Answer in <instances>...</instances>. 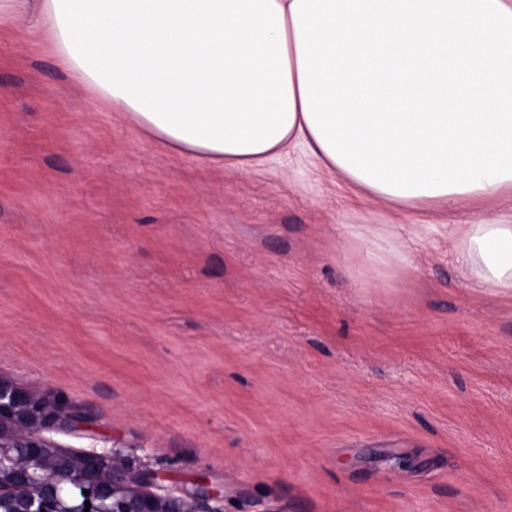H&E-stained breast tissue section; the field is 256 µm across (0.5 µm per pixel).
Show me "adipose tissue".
I'll list each match as a JSON object with an SVG mask.
<instances>
[{
	"mask_svg": "<svg viewBox=\"0 0 512 512\" xmlns=\"http://www.w3.org/2000/svg\"><path fill=\"white\" fill-rule=\"evenodd\" d=\"M292 0H0L93 99L164 147L240 170L303 148L358 195L398 208L493 200L512 179L464 193L397 196L323 149L302 110ZM463 276L512 300V215L448 230Z\"/></svg>",
	"mask_w": 512,
	"mask_h": 512,
	"instance_id": "1",
	"label": "adipose tissue"
}]
</instances>
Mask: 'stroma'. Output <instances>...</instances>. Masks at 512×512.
I'll list each match as a JSON object with an SVG mask.
<instances>
[{"mask_svg": "<svg viewBox=\"0 0 512 512\" xmlns=\"http://www.w3.org/2000/svg\"><path fill=\"white\" fill-rule=\"evenodd\" d=\"M511 208L175 153L0 30V381L90 414L57 448L117 447L219 512H512V303L446 230ZM346 224L412 267L380 283ZM376 242L375 251L371 252V256L375 264L379 266L398 265L400 267H409L412 260L409 251L397 242L391 241L381 235H374Z\"/></svg>", "mask_w": 512, "mask_h": 512, "instance_id": "1", "label": "stroma"}]
</instances>
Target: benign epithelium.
Segmentation results:
<instances>
[{
	"label": "benign epithelium",
	"mask_w": 512,
	"mask_h": 512,
	"mask_svg": "<svg viewBox=\"0 0 512 512\" xmlns=\"http://www.w3.org/2000/svg\"><path fill=\"white\" fill-rule=\"evenodd\" d=\"M89 423L59 400L0 381V512H205L213 494L202 487L164 494L158 475L114 448L71 454L46 437Z\"/></svg>",
	"instance_id": "obj_1"
}]
</instances>
